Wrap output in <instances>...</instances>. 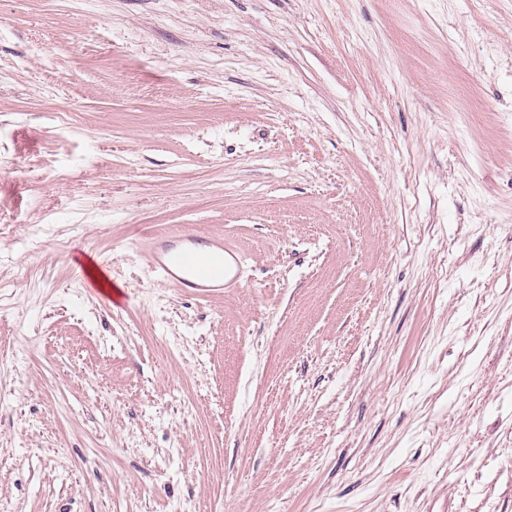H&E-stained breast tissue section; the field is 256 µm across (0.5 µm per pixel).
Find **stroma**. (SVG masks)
<instances>
[{
  "mask_svg": "<svg viewBox=\"0 0 512 512\" xmlns=\"http://www.w3.org/2000/svg\"><path fill=\"white\" fill-rule=\"evenodd\" d=\"M0 512H512V0H0ZM152 266L176 288H191L200 297L239 283L241 257L224 237L193 229H176L150 239Z\"/></svg>",
  "mask_w": 512,
  "mask_h": 512,
  "instance_id": "1",
  "label": "stroma"
}]
</instances>
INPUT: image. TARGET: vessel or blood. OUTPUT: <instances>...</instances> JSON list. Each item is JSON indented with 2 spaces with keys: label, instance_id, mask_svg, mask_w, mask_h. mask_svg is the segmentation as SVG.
Returning <instances> with one entry per match:
<instances>
[{
  "label": "vessel or blood",
  "instance_id": "1",
  "mask_svg": "<svg viewBox=\"0 0 512 512\" xmlns=\"http://www.w3.org/2000/svg\"><path fill=\"white\" fill-rule=\"evenodd\" d=\"M150 259L175 287L202 297L239 282L241 258L220 235L188 228L157 234L150 240Z\"/></svg>",
  "mask_w": 512,
  "mask_h": 512
}]
</instances>
